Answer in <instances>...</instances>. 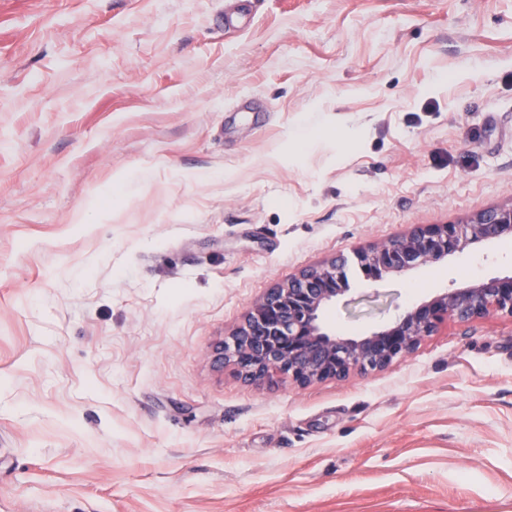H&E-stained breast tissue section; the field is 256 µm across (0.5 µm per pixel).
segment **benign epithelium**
<instances>
[{
	"instance_id": "benign-epithelium-1",
	"label": "benign epithelium",
	"mask_w": 512,
	"mask_h": 512,
	"mask_svg": "<svg viewBox=\"0 0 512 512\" xmlns=\"http://www.w3.org/2000/svg\"><path fill=\"white\" fill-rule=\"evenodd\" d=\"M507 236L512 237V204L483 209L457 224L420 225L355 251L353 264L363 280L377 282ZM347 266L348 260L334 259L269 289L251 305L243 323L215 347V363L233 365L250 382L280 375L306 387L343 380L353 371L383 369L414 352L445 321L512 317V276L492 277L437 292L364 336H335L324 331L321 313L347 291Z\"/></svg>"
}]
</instances>
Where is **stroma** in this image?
<instances>
[{
  "mask_svg": "<svg viewBox=\"0 0 512 512\" xmlns=\"http://www.w3.org/2000/svg\"><path fill=\"white\" fill-rule=\"evenodd\" d=\"M0 0V512H512V318L305 388L215 367L302 268L512 202V0ZM512 238L350 289L380 329Z\"/></svg>",
  "mask_w": 512,
  "mask_h": 512,
  "instance_id": "obj_1",
  "label": "stroma"
}]
</instances>
